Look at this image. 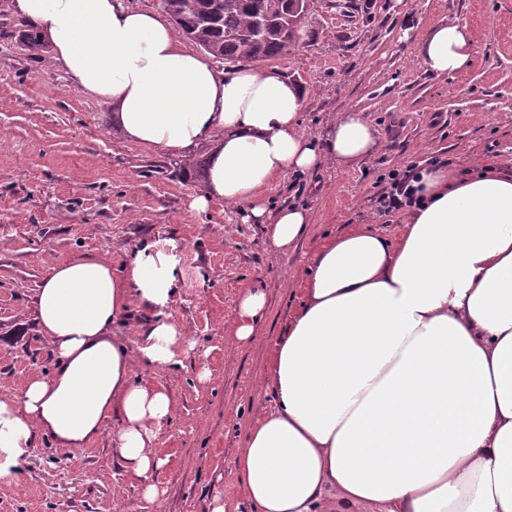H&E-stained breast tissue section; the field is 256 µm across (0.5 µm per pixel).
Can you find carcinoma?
<instances>
[{
    "label": "carcinoma",
    "mask_w": 512,
    "mask_h": 512,
    "mask_svg": "<svg viewBox=\"0 0 512 512\" xmlns=\"http://www.w3.org/2000/svg\"><path fill=\"white\" fill-rule=\"evenodd\" d=\"M183 36L205 53L230 64L269 62L286 55L300 38L304 3L297 0H159ZM0 33L16 39L31 59H39L48 45L37 28L21 27Z\"/></svg>",
    "instance_id": "cac0c4a2"
}]
</instances>
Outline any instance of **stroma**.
I'll list each match as a JSON object with an SVG mask.
<instances>
[{"mask_svg":"<svg viewBox=\"0 0 512 512\" xmlns=\"http://www.w3.org/2000/svg\"><path fill=\"white\" fill-rule=\"evenodd\" d=\"M448 20L470 27L473 63L437 76L416 47ZM300 35L274 65L305 91L307 131L358 110L381 149L361 169L328 164L273 185L270 205L312 213L297 250L277 260L263 225L242 210L220 201L191 210L204 190L199 169H174L175 155L128 143L112 130L110 102L72 87L51 55L34 61L0 39V392L51 371L32 300L50 263L85 253L118 270L153 244L177 285L165 312L189 340L176 365L135 368L177 402L158 442L167 463L152 478L154 500L113 460L106 435L87 448H36L23 474L0 479V512H207L214 492L240 499L236 451L272 404L260 378L310 255L355 224L400 233L402 212L377 203L391 171L435 160L460 174L480 162L512 168V0H316ZM253 287L267 311L255 340L240 343L225 319Z\"/></svg>","mask_w":512,"mask_h":512,"instance_id":"1","label":"stroma"}]
</instances>
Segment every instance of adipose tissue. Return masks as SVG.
I'll return each mask as SVG.
<instances>
[{
	"label": "adipose tissue",
	"instance_id": "1",
	"mask_svg": "<svg viewBox=\"0 0 512 512\" xmlns=\"http://www.w3.org/2000/svg\"><path fill=\"white\" fill-rule=\"evenodd\" d=\"M12 7L75 88L112 103L127 142L186 157L206 147L192 209L244 210L274 257L297 249L312 217L269 205L271 184L329 162L358 169L381 148L356 110L313 137L303 90L279 70L216 68L166 18L127 0ZM417 52L434 74L462 73L472 34L438 23ZM411 185L418 203L399 236L355 224L311 257L261 378L273 404L235 458L243 499L215 493L209 512H512V172L423 166ZM174 292L147 248L120 274L93 253L50 266L34 309L53 370L0 393L1 479L17 477L42 442L82 448L108 432L113 458L154 499L150 479L166 463L158 439L176 401L133 368L169 365L185 342L162 313ZM135 308L149 317L134 351L112 325ZM265 311V293L246 290L226 318L230 336L252 341Z\"/></svg>",
	"mask_w": 512,
	"mask_h": 512
}]
</instances>
